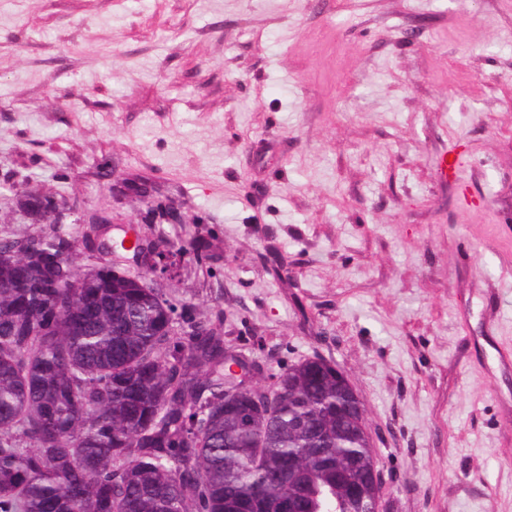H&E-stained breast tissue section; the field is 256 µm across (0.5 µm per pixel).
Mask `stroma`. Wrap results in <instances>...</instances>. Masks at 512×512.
<instances>
[{"mask_svg":"<svg viewBox=\"0 0 512 512\" xmlns=\"http://www.w3.org/2000/svg\"><path fill=\"white\" fill-rule=\"evenodd\" d=\"M25 188L81 270L187 248L257 386L336 364L383 512H512V0H0V239Z\"/></svg>","mask_w":512,"mask_h":512,"instance_id":"1","label":"stroma"}]
</instances>
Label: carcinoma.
Here are the masks:
<instances>
[{
	"instance_id": "cac0c4a2",
	"label": "carcinoma",
	"mask_w": 512,
	"mask_h": 512,
	"mask_svg": "<svg viewBox=\"0 0 512 512\" xmlns=\"http://www.w3.org/2000/svg\"><path fill=\"white\" fill-rule=\"evenodd\" d=\"M17 203L48 230L0 240V512H360L373 450L334 363L289 366L257 408L215 328L179 340L155 289L78 270L77 203Z\"/></svg>"
}]
</instances>
